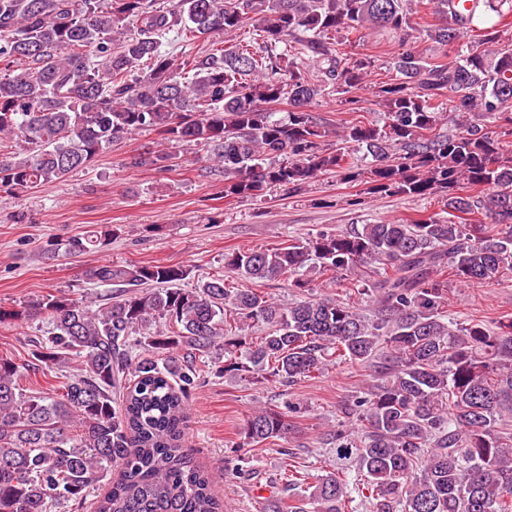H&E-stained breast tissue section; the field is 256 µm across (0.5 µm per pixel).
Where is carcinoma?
<instances>
[{
  "instance_id": "1",
  "label": "carcinoma",
  "mask_w": 512,
  "mask_h": 512,
  "mask_svg": "<svg viewBox=\"0 0 512 512\" xmlns=\"http://www.w3.org/2000/svg\"><path fill=\"white\" fill-rule=\"evenodd\" d=\"M448 2L0 0V192L63 181L150 130L162 149L133 164L162 169L175 145H202L226 197L301 193L325 174L359 180L349 154L326 144L336 138L365 150V193L443 205L424 218L224 254L255 288H228L218 275L186 290L183 267L104 262L85 276L119 287L105 306L49 293L0 309V324L45 315L53 325L33 361L0 358V512L78 504L112 467L119 478L96 512H224L185 442L184 392L202 370L179 359L183 350L209 357L217 373L288 385L337 363L370 372L326 434L332 470L296 502L272 499L263 512H356L357 496L372 512H512V318L490 328L448 315V275L484 285L512 270V155L500 146L512 136V38L503 44L499 28L507 0H473L465 17ZM425 5L438 17L425 27L437 53L411 46L391 63L392 82H369L372 56L345 52L346 40L375 29L407 37ZM250 23L264 37L255 51L238 40ZM173 32L214 47L179 61L165 49ZM365 88L381 125L337 128L309 111L332 92L354 105L350 93ZM445 99L458 112L455 133L437 132ZM470 112L492 116L501 132L468 122ZM111 238L110 228L90 230L52 253L80 256ZM310 261L330 282L369 270L358 293L374 299L375 314L314 296L302 273ZM280 278L296 289L287 305L259 290ZM257 327L265 334L253 335ZM141 330L136 356L126 346ZM74 358L61 392L21 388L26 367ZM296 410L255 409L244 440H288Z\"/></svg>"
}]
</instances>
